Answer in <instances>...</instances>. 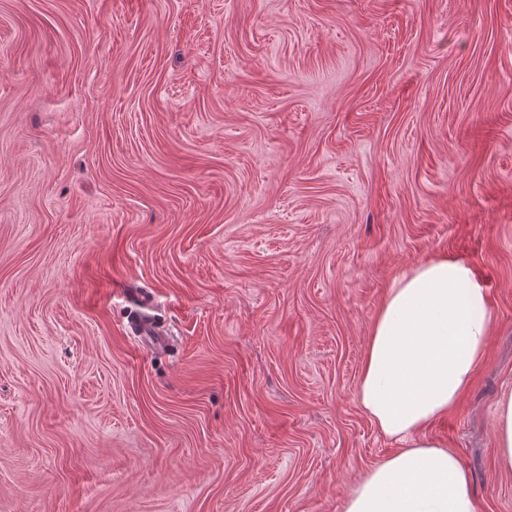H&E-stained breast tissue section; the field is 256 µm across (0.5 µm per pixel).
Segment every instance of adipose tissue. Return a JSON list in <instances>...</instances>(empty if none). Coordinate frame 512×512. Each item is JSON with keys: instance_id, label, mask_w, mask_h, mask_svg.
<instances>
[{"instance_id": "1", "label": "adipose tissue", "mask_w": 512, "mask_h": 512, "mask_svg": "<svg viewBox=\"0 0 512 512\" xmlns=\"http://www.w3.org/2000/svg\"><path fill=\"white\" fill-rule=\"evenodd\" d=\"M494 325L470 267L445 256L395 278L371 326L356 398L400 448L340 512H480L470 472L427 426L470 387Z\"/></svg>"}]
</instances>
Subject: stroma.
I'll return each instance as SVG.
<instances>
[{
    "label": "stroma",
    "mask_w": 512,
    "mask_h": 512,
    "mask_svg": "<svg viewBox=\"0 0 512 512\" xmlns=\"http://www.w3.org/2000/svg\"><path fill=\"white\" fill-rule=\"evenodd\" d=\"M438 256L495 323L427 435L512 512V0H0V512H339ZM133 309L128 315V333L136 336L137 339L153 350L164 349L168 344V339L161 333L154 324L148 310L152 309L153 301L147 291H135ZM496 444L499 468L512 471V388L504 391L496 408Z\"/></svg>",
    "instance_id": "35a3bbf8"
}]
</instances>
